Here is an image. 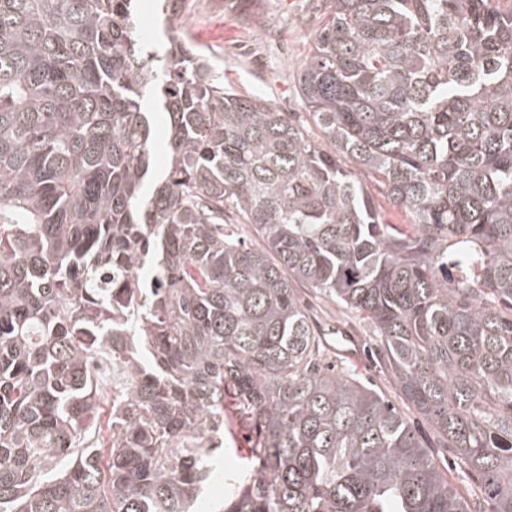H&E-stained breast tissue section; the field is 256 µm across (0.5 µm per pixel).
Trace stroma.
<instances>
[{"label":"stroma","instance_id":"obj_1","mask_svg":"<svg viewBox=\"0 0 512 512\" xmlns=\"http://www.w3.org/2000/svg\"><path fill=\"white\" fill-rule=\"evenodd\" d=\"M141 33L157 51H164L168 38L194 44L224 76L225 86L244 95L264 98L286 112L301 111L297 74L304 65L311 38L321 22L323 0H263L258 19L249 20L228 0H187L181 24L162 31L152 7L142 0ZM311 314L330 327V352L337 366L369 378L386 396L394 391L368 358L366 322L343 314L331 302L304 292ZM245 424L233 399L224 401V462L241 468Z\"/></svg>","mask_w":512,"mask_h":512}]
</instances>
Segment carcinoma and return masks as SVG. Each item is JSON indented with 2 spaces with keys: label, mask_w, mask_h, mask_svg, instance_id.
Masks as SVG:
<instances>
[{
  "label": "carcinoma",
  "mask_w": 512,
  "mask_h": 512,
  "mask_svg": "<svg viewBox=\"0 0 512 512\" xmlns=\"http://www.w3.org/2000/svg\"><path fill=\"white\" fill-rule=\"evenodd\" d=\"M325 4L298 92L331 152L150 50L136 0H0V512H191L227 395L224 512H512V0ZM299 284L430 440L324 365ZM248 432L242 420L236 402L231 398L224 399V469L228 465L238 470L247 462L246 451L239 452L238 448H250L243 439ZM239 445V447H238ZM244 445V447L240 446Z\"/></svg>",
  "instance_id": "cac0c4a2"
}]
</instances>
